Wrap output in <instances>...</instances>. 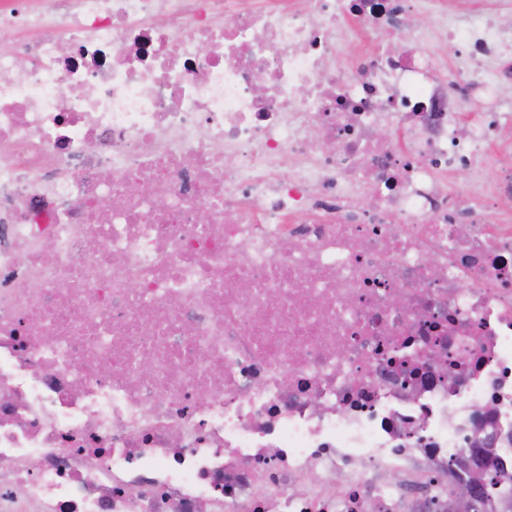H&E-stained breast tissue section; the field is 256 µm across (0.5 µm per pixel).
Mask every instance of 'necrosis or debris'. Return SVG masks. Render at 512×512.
Here are the masks:
<instances>
[{"label":"necrosis or debris","mask_w":512,"mask_h":512,"mask_svg":"<svg viewBox=\"0 0 512 512\" xmlns=\"http://www.w3.org/2000/svg\"><path fill=\"white\" fill-rule=\"evenodd\" d=\"M465 2L0 0V512H448L512 430V114H458L512 25Z\"/></svg>","instance_id":"1"}]
</instances>
